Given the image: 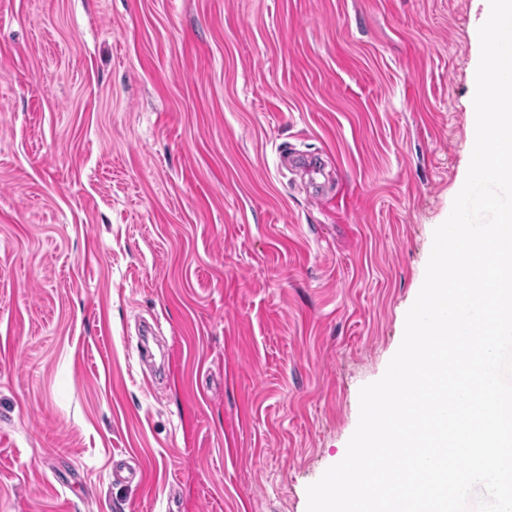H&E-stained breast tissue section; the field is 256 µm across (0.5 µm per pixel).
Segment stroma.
<instances>
[{
	"mask_svg": "<svg viewBox=\"0 0 512 512\" xmlns=\"http://www.w3.org/2000/svg\"><path fill=\"white\" fill-rule=\"evenodd\" d=\"M485 7L0 0V512H306L466 180Z\"/></svg>",
	"mask_w": 512,
	"mask_h": 512,
	"instance_id": "35a3bbf8",
	"label": "stroma"
}]
</instances>
